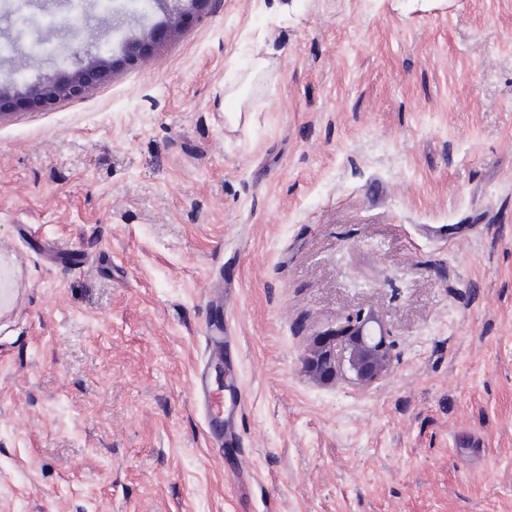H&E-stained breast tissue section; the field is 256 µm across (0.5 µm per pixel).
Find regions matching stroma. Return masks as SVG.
Wrapping results in <instances>:
<instances>
[{
	"instance_id": "1",
	"label": "stroma",
	"mask_w": 512,
	"mask_h": 512,
	"mask_svg": "<svg viewBox=\"0 0 512 512\" xmlns=\"http://www.w3.org/2000/svg\"><path fill=\"white\" fill-rule=\"evenodd\" d=\"M40 2L48 57L0 0L30 82L162 18ZM0 257V512H512V0H213L0 114ZM359 311L389 374L320 383L304 355ZM158 8L173 2L174 8L166 16L165 24L150 26L131 39H124L122 55L115 57L99 48L87 53L86 58H75L72 69L59 76H44L19 88L20 81L11 72L0 73V112L5 109H39L56 102L81 98L93 85L99 83L117 64L134 65L154 56L157 48L174 38L189 19L202 18L212 0H155Z\"/></svg>"
}]
</instances>
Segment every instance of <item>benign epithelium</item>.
I'll return each instance as SVG.
<instances>
[{
    "label": "benign epithelium",
    "mask_w": 512,
    "mask_h": 512,
    "mask_svg": "<svg viewBox=\"0 0 512 512\" xmlns=\"http://www.w3.org/2000/svg\"><path fill=\"white\" fill-rule=\"evenodd\" d=\"M168 1L174 8L165 24L151 26L134 38L124 40L122 55L98 49L75 58L72 69L59 76H44L19 88L20 81L10 72L0 73V111L39 109L59 101L78 99L99 83L118 64L134 65L155 55L157 48L174 38L189 19L202 18L212 0H153L158 7ZM306 371L330 382L347 372L361 386H370L390 371L392 354L386 331L378 316L362 312L351 315L335 329L321 336L319 349L304 357Z\"/></svg>",
    "instance_id": "benign-epithelium-1"
}]
</instances>
